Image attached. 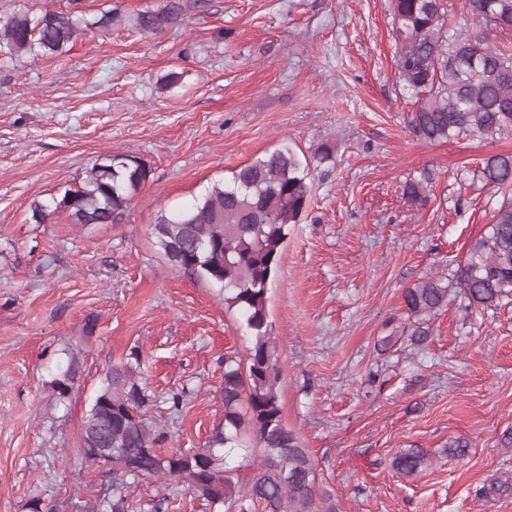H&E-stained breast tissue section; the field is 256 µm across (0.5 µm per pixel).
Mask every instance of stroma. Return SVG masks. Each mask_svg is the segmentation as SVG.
Wrapping results in <instances>:
<instances>
[{
	"label": "stroma",
	"mask_w": 512,
	"mask_h": 512,
	"mask_svg": "<svg viewBox=\"0 0 512 512\" xmlns=\"http://www.w3.org/2000/svg\"><path fill=\"white\" fill-rule=\"evenodd\" d=\"M163 3L0 0L2 22L51 9L82 30L57 57L0 52V512L34 498L111 512L99 495L111 476L82 460L80 430L133 352L162 450L204 447L224 414V357L245 356L248 340L217 286L171 265L153 227L264 153L310 156L324 142L335 162L313 170L268 290L281 416L319 496L336 512H512L499 489L512 480V295L472 307L452 285L426 322L403 301L452 277L488 232L504 193L478 172L512 154V135H414L391 0H208L163 34L139 31L136 15ZM105 154L150 168L121 220L81 226L60 210L31 222L34 204L77 189ZM409 180L424 181L426 205L408 203ZM70 368L62 397L54 383ZM455 440L465 456L449 454ZM408 448L429 458L411 477L392 467ZM124 493L134 512H209L174 478Z\"/></svg>",
	"instance_id": "obj_1"
}]
</instances>
